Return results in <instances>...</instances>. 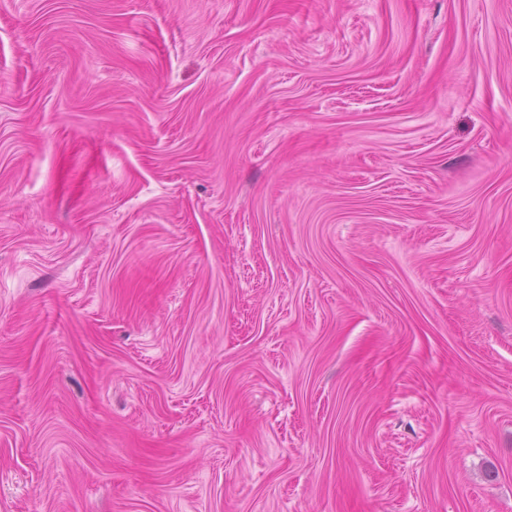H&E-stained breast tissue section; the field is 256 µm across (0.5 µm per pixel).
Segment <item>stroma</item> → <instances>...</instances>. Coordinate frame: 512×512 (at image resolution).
Masks as SVG:
<instances>
[{
	"label": "stroma",
	"mask_w": 512,
	"mask_h": 512,
	"mask_svg": "<svg viewBox=\"0 0 512 512\" xmlns=\"http://www.w3.org/2000/svg\"><path fill=\"white\" fill-rule=\"evenodd\" d=\"M0 512H512V0H0Z\"/></svg>",
	"instance_id": "stroma-1"
}]
</instances>
